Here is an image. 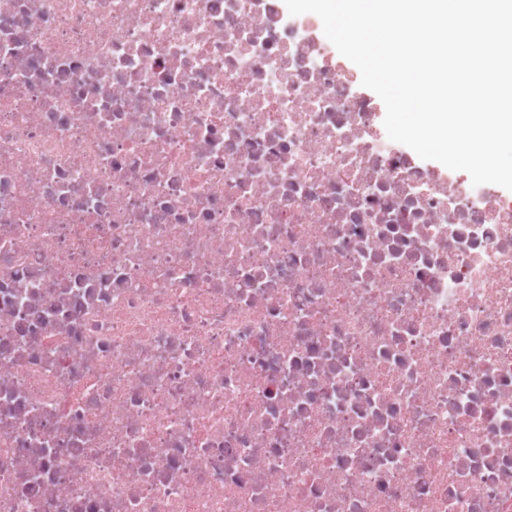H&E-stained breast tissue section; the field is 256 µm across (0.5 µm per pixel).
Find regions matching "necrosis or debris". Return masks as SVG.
Segmentation results:
<instances>
[{
  "label": "necrosis or debris",
  "instance_id": "obj_1",
  "mask_svg": "<svg viewBox=\"0 0 512 512\" xmlns=\"http://www.w3.org/2000/svg\"><path fill=\"white\" fill-rule=\"evenodd\" d=\"M279 0H0V512H512V197Z\"/></svg>",
  "mask_w": 512,
  "mask_h": 512
}]
</instances>
